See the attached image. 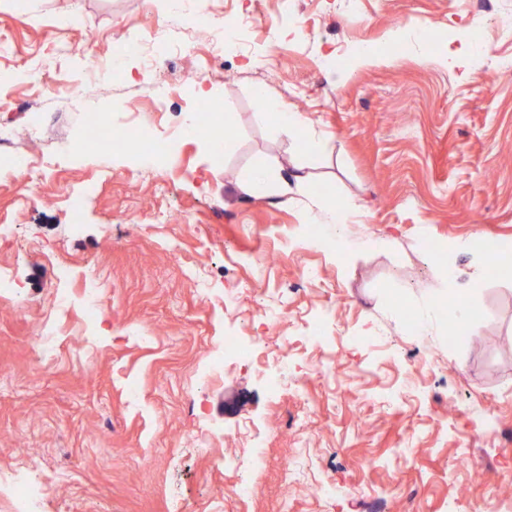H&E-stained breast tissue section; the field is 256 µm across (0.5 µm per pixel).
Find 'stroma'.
<instances>
[{
    "label": "stroma",
    "instance_id": "35a3bbf8",
    "mask_svg": "<svg viewBox=\"0 0 512 512\" xmlns=\"http://www.w3.org/2000/svg\"><path fill=\"white\" fill-rule=\"evenodd\" d=\"M194 6L212 52L147 66L121 51L148 40L167 0H0V42L11 46L0 53V130L30 161L0 163L10 282L0 290V478L49 483L33 512H502L512 503L501 490L512 483V273L426 245L481 236L512 246V41L498 33L512 0L490 11L479 0ZM232 15L248 21L237 41L222 37ZM457 28L482 48L466 77L439 59ZM369 44L385 63L357 65ZM264 58L276 73L259 67ZM115 63L112 81L96 77ZM34 70L50 71L57 91L29 84ZM258 86L306 113L326 150L275 130ZM208 102L220 109L214 129L231 126L229 151L183 132ZM92 112L148 138L135 152L119 138L77 150ZM260 164L302 167L305 192L245 194ZM93 179L97 190L83 193ZM341 199L363 205L358 223H307L308 210ZM369 238L389 245L360 249ZM94 268L108 310L91 325L81 302ZM191 269L208 272L209 299ZM456 287L491 345L449 343L448 310L433 299ZM59 293L69 303L50 312ZM269 311L281 322L258 334ZM316 321L317 346L304 338ZM48 325L67 350L32 344ZM227 335L259 336L262 360L291 347L280 390L247 365L205 376ZM204 424L217 434L209 448L192 441ZM244 480L259 493L238 503L227 490Z\"/></svg>",
    "mask_w": 512,
    "mask_h": 512
}]
</instances>
